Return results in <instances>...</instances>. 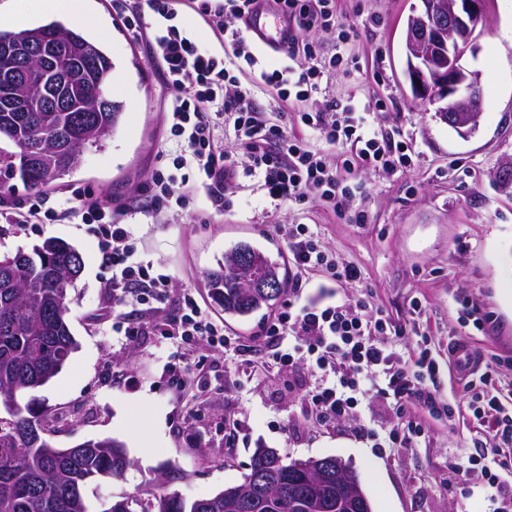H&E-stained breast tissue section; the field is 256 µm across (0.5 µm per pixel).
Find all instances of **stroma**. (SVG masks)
I'll use <instances>...</instances> for the list:
<instances>
[{
  "label": "stroma",
  "mask_w": 512,
  "mask_h": 512,
  "mask_svg": "<svg viewBox=\"0 0 512 512\" xmlns=\"http://www.w3.org/2000/svg\"><path fill=\"white\" fill-rule=\"evenodd\" d=\"M415 3L339 2L336 22L353 37L321 95L374 113L378 131L399 128L412 155L409 167L392 173H348V181L366 188L354 202L365 223L340 219L313 197L272 206L258 178L243 173L219 202L200 182L189 181L182 188L186 208H173L161 223L150 224L142 214L149 199L141 187L154 171H172L180 154L166 133L170 90L145 42L123 25L124 0H89L109 32L104 48L115 63L111 91L125 112L104 147L81 153L62 186L38 194L0 173V249L28 251L60 238L84 260L68 290V321L78 348L34 396L64 416L51 426L56 447L103 438L125 445L131 465L120 477L87 484L92 505L128 498L133 512H145L163 490L189 501L207 498L242 483L255 453L273 448L288 461L342 459L357 473L372 512H495L497 500L480 472L462 477L448 466L451 458L467 459L481 433L468 413L470 393L448 362V345H469L488 367L489 384L512 397V18L503 0H485L478 51L462 59L481 76L482 114L475 129L462 133L423 111L405 82L403 31ZM496 38L507 46L494 60ZM75 188L132 211L140 259L174 277L158 310L131 312L140 324L138 336L112 333V297L105 288L110 271L101 264L96 226L78 218L68 224L26 221L34 200L51 207ZM282 224L316 226L322 250L361 272L360 281L339 286L323 271H309L304 297L369 300L402 325L403 335L392 341L401 356L424 344L439 362L438 393L453 410L433 413L419 398L409 399L407 412L424 429L410 447H377V436L396 422L383 397L360 403L348 418L321 422L305 406L303 394L313 382L306 366L228 372L223 353L177 346L155 330L192 293L227 331L245 338L255 363L266 361L263 329L273 309L246 318L226 315L210 294L207 274L240 241L287 260ZM465 300L491 313V322L478 329L464 321ZM176 351L204 362L205 373L172 385L165 363Z\"/></svg>",
  "instance_id": "1"
}]
</instances>
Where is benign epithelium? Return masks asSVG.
<instances>
[{"label":"benign epithelium","instance_id":"benign-epithelium-1","mask_svg":"<svg viewBox=\"0 0 512 512\" xmlns=\"http://www.w3.org/2000/svg\"><path fill=\"white\" fill-rule=\"evenodd\" d=\"M407 18L405 75L412 98L443 123L461 130L476 125L483 105L479 73L461 65L475 47V31L481 21L484 0H419ZM57 47L50 43L31 46L9 58L6 69L18 81L26 79L31 64L41 58L50 63ZM336 473V484L355 503H367L353 470L340 459L326 462Z\"/></svg>","mask_w":512,"mask_h":512}]
</instances>
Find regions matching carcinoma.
<instances>
[{
	"label": "carcinoma",
	"instance_id": "obj_1",
	"mask_svg": "<svg viewBox=\"0 0 512 512\" xmlns=\"http://www.w3.org/2000/svg\"><path fill=\"white\" fill-rule=\"evenodd\" d=\"M55 38L64 54L60 65L73 78L71 112H6L0 108V173L13 174L22 150L47 130L64 131L69 143L63 150L42 144V164L28 183L36 192L56 188L74 169L69 153L100 147L124 114L120 101L110 100L99 111L93 94L112 81L115 65L101 44L77 28L58 20L15 29L0 26V47L37 45ZM18 92L40 95L35 82L17 86L0 73V105ZM232 255L248 254L264 281L285 286L287 272L270 254L247 242L230 249ZM83 258L68 243L46 239L30 252L0 253V399L9 402L8 417H0V512H94L83 494L87 483L120 476L130 465L126 449L117 440L90 439L77 444L85 451L58 448L42 436L41 414L23 397L54 378L77 349L66 315L67 290L78 278ZM208 287L224 313L246 317L271 307L276 298L259 288L244 290L221 262L208 275ZM276 472L293 483L288 463L278 453L257 451L250 473L239 484L245 487L258 473ZM295 508L284 506L276 495L255 499L252 512H360L336 495V487L323 486L309 497L288 494ZM151 512H237L235 501L224 492L191 502L179 494L161 492Z\"/></svg>",
	"mask_w": 512,
	"mask_h": 512
}]
</instances>
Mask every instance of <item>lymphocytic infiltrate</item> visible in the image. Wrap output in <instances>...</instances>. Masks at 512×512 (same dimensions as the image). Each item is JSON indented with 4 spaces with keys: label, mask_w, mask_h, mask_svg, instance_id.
<instances>
[{
    "label": "lymphocytic infiltrate",
    "mask_w": 512,
    "mask_h": 512,
    "mask_svg": "<svg viewBox=\"0 0 512 512\" xmlns=\"http://www.w3.org/2000/svg\"><path fill=\"white\" fill-rule=\"evenodd\" d=\"M270 2L294 30L285 64L270 71L258 69L253 43L234 27L259 7L260 0H129L121 20L135 37L149 39L150 50L171 90L167 120L171 136L183 148L177 165L194 170L208 195L221 197L244 169L259 177L273 205L314 196L337 217L364 223L363 211L353 207L361 185L344 179L343 171L354 167L397 170L410 162L407 144L395 135L377 133L351 104L326 99L317 108L304 109V102L319 92L324 77L336 66L335 61L325 60L321 45L305 40V33L334 29L343 43L350 34L335 27V0ZM184 7L215 24L231 48L230 56L213 54L178 24ZM241 62L257 68L256 82L275 87L282 101L299 106V132H290L267 119L250 86L235 72ZM221 120L232 125L239 153L225 151L215 142V126ZM313 134L324 141V148L309 147ZM330 147L337 149L336 158L327 156ZM73 216L99 229L101 259L112 271L106 286L117 309L113 331L136 335V327L127 324L121 311L128 294H135L140 305L164 302L169 296L170 277L150 273L148 266L137 260L131 243L133 230L125 212L92 192L76 190L61 201L50 219L57 222ZM280 233L297 273L320 267L336 283L359 280V269L330 259L308 225L292 224L281 228ZM302 295L301 284H294L287 302L268 322L265 336L277 365L289 368L301 363L314 373L315 382L304 395L311 413L335 421L349 416L362 400L380 394L389 399L399 420L388 434L389 441L405 444L420 436L421 424L405 415L408 399L418 396L436 411L444 407L432 389L439 364L428 349L418 348L413 357L402 358L386 342L387 336L402 335V325L365 300L346 298L322 306L303 300ZM159 332L183 344L202 343L227 352L238 351L241 342L189 293L183 295L177 314L162 324ZM468 408L481 426L483 438L475 456L466 463L451 462V469L461 474L484 465L501 449L512 447L511 404L476 389Z\"/></svg>",
    "instance_id": "1"
}]
</instances>
